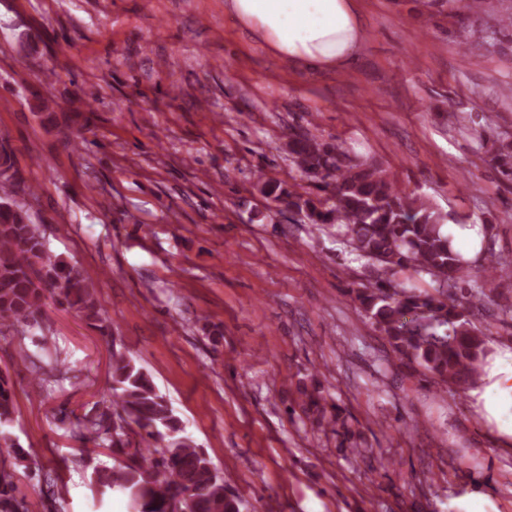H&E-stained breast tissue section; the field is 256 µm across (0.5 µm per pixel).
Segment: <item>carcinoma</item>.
Returning a JSON list of instances; mask_svg holds the SVG:
<instances>
[{
	"instance_id": "carcinoma-1",
	"label": "carcinoma",
	"mask_w": 512,
	"mask_h": 512,
	"mask_svg": "<svg viewBox=\"0 0 512 512\" xmlns=\"http://www.w3.org/2000/svg\"><path fill=\"white\" fill-rule=\"evenodd\" d=\"M512 33V14L498 13V0H477ZM478 149L492 144L481 160L512 180V138L481 125ZM294 165L310 191L257 175L255 187L277 210L306 224L334 227L351 251L379 265L376 279L351 290L352 299L396 358L447 391L462 395L480 377L488 333L475 313L494 303V285L512 281V260L487 244L472 263L462 259L444 231L447 215L425 197L407 192L373 162L353 160L339 143L307 132L293 142ZM22 188L15 175H0V330L33 329L47 300L90 322L104 321L97 291L81 268L53 255L29 208L15 202ZM429 276L434 287L413 278ZM30 362L33 394L64 380L58 361L45 364L21 348ZM105 410L76 418L72 437L112 454L115 464L91 472L94 496L119 494L128 512H241L242 493L194 439L134 358L112 353ZM14 386L0 373V512H28L16 467L35 463L9 427L15 422Z\"/></svg>"
}]
</instances>
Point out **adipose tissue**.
I'll use <instances>...</instances> for the list:
<instances>
[{"label":"adipose tissue","instance_id":"ef3b65f1","mask_svg":"<svg viewBox=\"0 0 512 512\" xmlns=\"http://www.w3.org/2000/svg\"><path fill=\"white\" fill-rule=\"evenodd\" d=\"M224 11L252 38L288 63L336 69L350 63L363 41L357 0H224ZM474 405L498 437L512 443V350L487 358L470 391Z\"/></svg>","mask_w":512,"mask_h":512}]
</instances>
